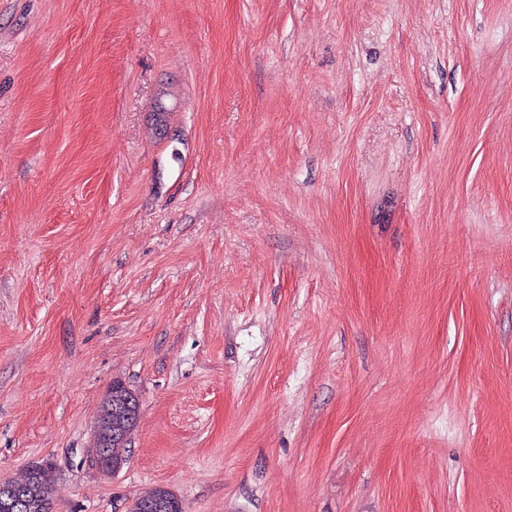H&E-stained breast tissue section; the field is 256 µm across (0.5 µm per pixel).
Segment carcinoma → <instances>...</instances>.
I'll return each instance as SVG.
<instances>
[{
  "label": "carcinoma",
  "instance_id": "obj_1",
  "mask_svg": "<svg viewBox=\"0 0 512 512\" xmlns=\"http://www.w3.org/2000/svg\"><path fill=\"white\" fill-rule=\"evenodd\" d=\"M139 420V406L129 394V387L115 380L99 407L94 446L99 451L103 468L128 461L130 437ZM54 470L52 463L42 460L27 466L16 486L27 491V512H51ZM129 512H182L180 499L165 487H155L135 498Z\"/></svg>",
  "mask_w": 512,
  "mask_h": 512
}]
</instances>
